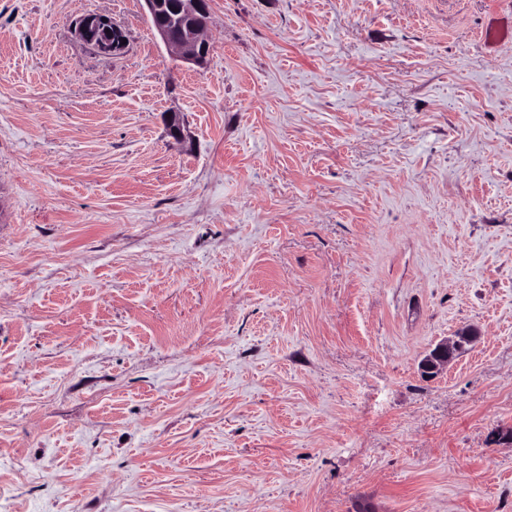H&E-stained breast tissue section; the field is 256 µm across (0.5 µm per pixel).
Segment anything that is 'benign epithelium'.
Returning <instances> with one entry per match:
<instances>
[{
	"label": "benign epithelium",
	"instance_id": "benign-epithelium-1",
	"mask_svg": "<svg viewBox=\"0 0 512 512\" xmlns=\"http://www.w3.org/2000/svg\"><path fill=\"white\" fill-rule=\"evenodd\" d=\"M146 17L152 20L155 33L168 49L177 57L192 65L201 67L211 53L212 45L205 37L206 25L196 24V20L209 13V0H176L177 12L188 23L174 29L158 20L163 0H140ZM80 36L93 43L104 54H118L123 48L125 32L101 14H87L78 23ZM479 339L478 332L469 326L459 328L453 336L438 342L419 362V370L428 378L442 373L455 360L467 352Z\"/></svg>",
	"mask_w": 512,
	"mask_h": 512
}]
</instances>
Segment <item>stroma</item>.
Listing matches in <instances>:
<instances>
[{
    "mask_svg": "<svg viewBox=\"0 0 512 512\" xmlns=\"http://www.w3.org/2000/svg\"><path fill=\"white\" fill-rule=\"evenodd\" d=\"M498 18L210 0L200 68L0 0V512H512ZM478 332L469 326L459 328L453 336L438 342L419 362V370L428 378L442 373L479 339Z\"/></svg>",
    "mask_w": 512,
    "mask_h": 512,
    "instance_id": "35a3bbf8",
    "label": "stroma"
}]
</instances>
